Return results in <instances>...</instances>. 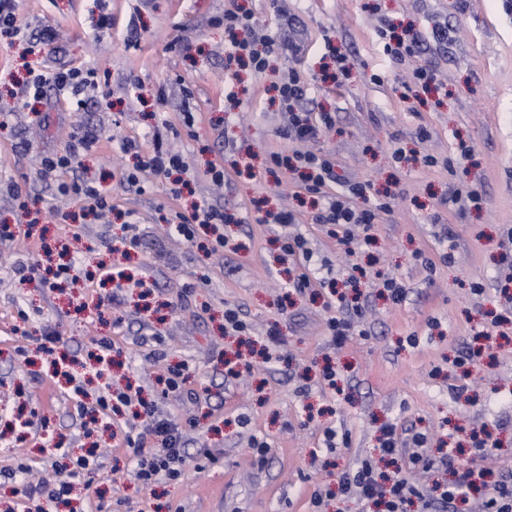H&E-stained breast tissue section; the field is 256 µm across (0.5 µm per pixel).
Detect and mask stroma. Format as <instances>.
<instances>
[{
    "mask_svg": "<svg viewBox=\"0 0 512 512\" xmlns=\"http://www.w3.org/2000/svg\"><path fill=\"white\" fill-rule=\"evenodd\" d=\"M236 4L252 9L265 32L293 38L297 51H275L264 72L241 66L229 79L223 18ZM104 12L111 28L99 25ZM15 14L19 34L0 33V224L18 220L13 185L38 222L30 238L0 244V512H18L20 484L66 478L64 463L90 449L98 466L71 478L70 512H373L325 491L376 455L385 423L424 434L433 459L455 448L460 463L512 473V307L499 279L512 266V0H16ZM387 20L421 41L404 64L383 52L377 30ZM438 25L447 26V43L433 40ZM46 26L55 43L42 56L29 54ZM331 45L346 57L339 87L319 79ZM38 63L94 72L96 84L83 105L51 90L30 111L22 86ZM418 67L434 71L438 91L413 86ZM291 70L309 81L312 108L336 115L316 148L350 177L398 194L392 213L374 225L373 242L355 255L267 168L270 153L289 147L272 96ZM187 112L195 117L190 128ZM86 129L99 140L77 170L41 176L43 154L63 151ZM125 138L145 148L158 139L187 157L190 193L173 199L168 180L152 176L129 187L122 174L134 159L119 147ZM228 142L238 147L237 170L218 189L207 169L224 163ZM397 149L403 161L394 160ZM427 155L437 165H425ZM446 158L454 170L443 167ZM76 177L130 213L141 249L115 252L124 224L58 194L59 183ZM462 185L478 190L480 205L448 203ZM194 200L232 215L223 254L206 255V230L193 244L172 230L175 212ZM258 201L298 208L295 230L314 252L316 277L340 279L355 264L366 270V335L334 344L321 299L290 287L294 263L274 243L282 229L259 223ZM64 244L78 252L81 271L113 265L130 286L117 291L82 278L44 288L42 248ZM424 256L433 268L421 264ZM19 260L33 269L23 284L13 272ZM391 277L407 288L398 305L380 293ZM474 281L481 293L471 292ZM228 306L241 310L249 335L225 334ZM19 325L26 336L15 334ZM488 328L495 336L481 368L462 378L456 356ZM273 330L282 344L270 343ZM49 333L50 356L41 349ZM103 338L114 350L108 364L96 360ZM238 353L251 356L252 368L225 377V359ZM327 358L338 372L334 390L319 377ZM56 359L64 375H54ZM179 364L189 368L190 396L162 394L159 376ZM128 384L141 388L159 418L182 426L179 480L145 486L136 478L124 445L132 410L88 425L79 417L78 404L93 406ZM329 427L348 434V445L327 448ZM480 428L495 441L486 456L469 446ZM255 436L270 445L260 467L252 463ZM318 492L324 500L316 508Z\"/></svg>",
    "mask_w": 512,
    "mask_h": 512,
    "instance_id": "stroma-1",
    "label": "stroma"
}]
</instances>
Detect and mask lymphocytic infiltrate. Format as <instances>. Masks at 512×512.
<instances>
[{"label": "lymphocytic infiltrate", "mask_w": 512, "mask_h": 512, "mask_svg": "<svg viewBox=\"0 0 512 512\" xmlns=\"http://www.w3.org/2000/svg\"><path fill=\"white\" fill-rule=\"evenodd\" d=\"M257 21L252 10L234 7L224 12V32L229 40L225 46V59L230 63L249 62L254 71H264L268 53L273 49H286L287 43L275 40L267 34H257ZM255 33L254 42L237 40L236 31ZM92 76L82 75L77 70L42 68L32 72L27 89L30 96L43 98L47 89L69 92L80 96L88 86L93 85ZM278 101L286 123L280 131L283 139L291 143L288 152L272 153L269 159L272 167L288 174L294 187L297 201L312 200L318 207L315 223L321 224L329 237L335 238L344 248L346 255H354L358 243L352 233L353 227L370 231L380 215L391 213L396 196L387 192L376 196L367 181H355L336 170V162L329 155L314 149L313 141L335 125L330 112H316L307 108L308 85L297 72H289L277 87ZM123 152L135 155L137 164L123 178L129 185H137L141 176L170 177L173 173L184 172L185 165L180 155L154 145L149 152H141L134 140H123ZM175 232L186 241H193L196 228L215 230L211 240L212 252L222 251L225 246L223 234L217 227L229 223L230 218L222 210L208 204L193 205L191 210L177 213ZM335 302L338 313L330 315L325 328L336 344H343L347 337L365 335L364 307L350 304L344 294H337ZM182 435L177 428L156 416L153 407H145L141 421L128 425L124 443L135 463V475L143 485H151L158 477L178 478L185 461V450L181 446ZM379 457L386 459L389 471H379L375 461H360L351 471L339 479L341 493L379 505L382 512H408L412 502H420L424 512L433 505L447 507L456 500L463 489L475 487L483 478V470L467 467L452 482L435 483L429 490H422L404 475L407 467H435V460L423 451L425 439L422 435L411 436L399 433L396 425L381 428L378 438ZM153 443V451H146V443Z\"/></svg>", "instance_id": "obj_1"}]
</instances>
